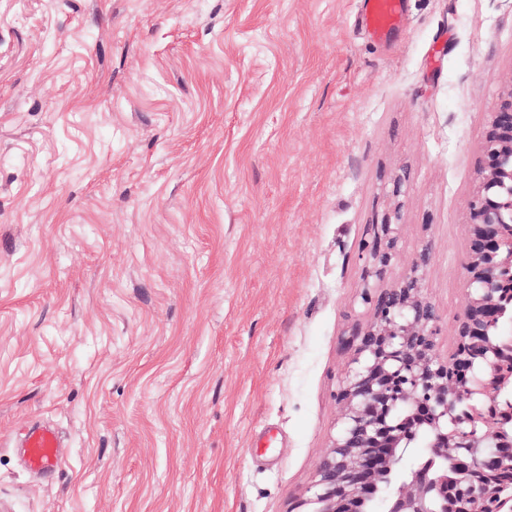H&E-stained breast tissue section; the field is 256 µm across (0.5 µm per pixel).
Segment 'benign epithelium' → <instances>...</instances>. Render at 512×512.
I'll list each match as a JSON object with an SVG mask.
<instances>
[{
  "label": "benign epithelium",
  "instance_id": "benign-epithelium-1",
  "mask_svg": "<svg viewBox=\"0 0 512 512\" xmlns=\"http://www.w3.org/2000/svg\"><path fill=\"white\" fill-rule=\"evenodd\" d=\"M478 180L466 216L467 300L455 321L456 350L445 360L438 353L440 317L423 295L430 250L417 254L394 286L379 288L395 258L400 212L371 225L360 298L372 319L346 338L355 367L338 394L343 426L301 502L312 512H353L355 500L390 473L397 451L414 439L391 418L398 404L414 426L430 432V459L454 458L457 477L451 487L446 477L418 467L391 498L389 512H485L499 498L502 484L494 476L512 472V440L493 410L512 340L494 343L488 329L500 317L503 271L512 268V249L503 250L504 225L512 224V86L489 115ZM479 364L489 371L475 388L471 373Z\"/></svg>",
  "mask_w": 512,
  "mask_h": 512
}]
</instances>
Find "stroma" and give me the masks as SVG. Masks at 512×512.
I'll return each instance as SVG.
<instances>
[{
    "label": "stroma",
    "instance_id": "obj_1",
    "mask_svg": "<svg viewBox=\"0 0 512 512\" xmlns=\"http://www.w3.org/2000/svg\"><path fill=\"white\" fill-rule=\"evenodd\" d=\"M0 0V512H298L342 427L361 246L455 349L512 0ZM405 175L407 191L391 194ZM61 463L26 470L22 431ZM404 0H361V16L366 29L383 41L399 24ZM59 433L51 425H38L28 429L20 447L26 467L33 472H53L59 467Z\"/></svg>",
    "mask_w": 512,
    "mask_h": 512
}]
</instances>
